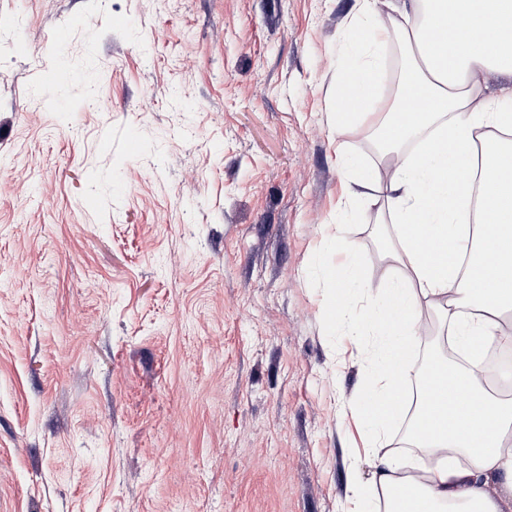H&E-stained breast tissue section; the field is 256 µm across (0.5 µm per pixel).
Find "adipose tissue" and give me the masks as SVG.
Listing matches in <instances>:
<instances>
[{
  "mask_svg": "<svg viewBox=\"0 0 512 512\" xmlns=\"http://www.w3.org/2000/svg\"><path fill=\"white\" fill-rule=\"evenodd\" d=\"M399 14L393 27L413 57L376 125L389 158L387 237L408 284L389 289L370 320L381 338L364 394L371 448L398 416L385 402L407 376L423 307L447 324L467 362L438 360L423 379L414 434L432 461L422 474L390 463L373 488L352 476L351 500L368 504L378 489L385 512H502L486 487L504 478L512 496V399L486 391L483 357L512 346L499 328L512 311V103L488 94L482 77L512 78V0H401ZM486 28L496 31L489 43L479 37ZM385 44L381 31L369 44L352 38L339 80L356 101L337 102L335 125L370 105ZM416 98L423 105L414 111ZM439 383L456 397H435ZM400 488L412 497L399 499Z\"/></svg>",
  "mask_w": 512,
  "mask_h": 512,
  "instance_id": "obj_1",
  "label": "adipose tissue"
}]
</instances>
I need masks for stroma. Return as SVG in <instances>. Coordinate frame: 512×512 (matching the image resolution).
Listing matches in <instances>:
<instances>
[{
	"label": "stroma",
	"instance_id": "obj_1",
	"mask_svg": "<svg viewBox=\"0 0 512 512\" xmlns=\"http://www.w3.org/2000/svg\"><path fill=\"white\" fill-rule=\"evenodd\" d=\"M360 0H0V512H350L420 455L422 309L378 455L366 318L400 273L368 115L336 130ZM57 71L52 92L41 69ZM135 150H128V140ZM371 171L359 195L344 160ZM350 281H358L355 267H350L343 275H336V295L338 303L342 307L337 312V317L344 318L345 309L352 302L353 288H346V283ZM350 484V492H351V500L359 510L356 508L350 512H371L377 511V509L361 508L362 505H369V501L372 498L374 492L372 488L367 486L365 483L361 481L358 476L357 470H353L351 474Z\"/></svg>",
	"mask_w": 512,
	"mask_h": 512
}]
</instances>
